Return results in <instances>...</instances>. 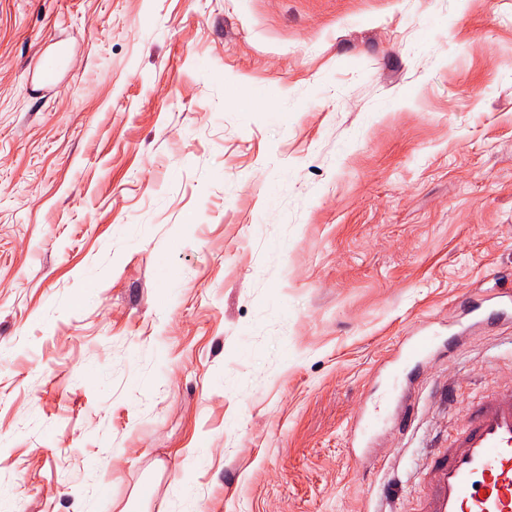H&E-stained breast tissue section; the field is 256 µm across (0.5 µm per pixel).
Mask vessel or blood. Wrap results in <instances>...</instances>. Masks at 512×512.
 Wrapping results in <instances>:
<instances>
[{
  "mask_svg": "<svg viewBox=\"0 0 512 512\" xmlns=\"http://www.w3.org/2000/svg\"><path fill=\"white\" fill-rule=\"evenodd\" d=\"M512 324V289L488 294L468 311L458 338L485 325ZM439 332L420 328L398 340L390 355L395 370L388 379L394 419L408 427L413 404L408 396L409 377L400 373L410 364H423L440 354ZM374 414L360 416L351 427L356 472H367L374 457L363 445L377 429ZM411 512H512V384L487 394L468 409L464 420L444 442L429 449L421 470V491Z\"/></svg>",
  "mask_w": 512,
  "mask_h": 512,
  "instance_id": "obj_1",
  "label": "vessel or blood"
}]
</instances>
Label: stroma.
<instances>
[{"label":"stroma","mask_w":512,"mask_h":512,"mask_svg":"<svg viewBox=\"0 0 512 512\" xmlns=\"http://www.w3.org/2000/svg\"><path fill=\"white\" fill-rule=\"evenodd\" d=\"M500 277L512 0H0V512H404L512 329L350 427ZM440 340L439 332L421 327L415 335L403 336L396 342L387 366L406 368L412 363L423 364L429 358L441 353ZM409 374L402 377L398 368L388 378L387 388L390 400L396 404L394 419L402 429L411 424L413 417V404L408 397L410 388ZM380 420L374 414L361 415L351 427V444L353 447L361 448L358 452L351 454V461L356 472L366 473L374 466V457L369 452L370 442L364 448V438L370 437L379 426Z\"/></svg>","instance_id":"35a3bbf8"}]
</instances>
